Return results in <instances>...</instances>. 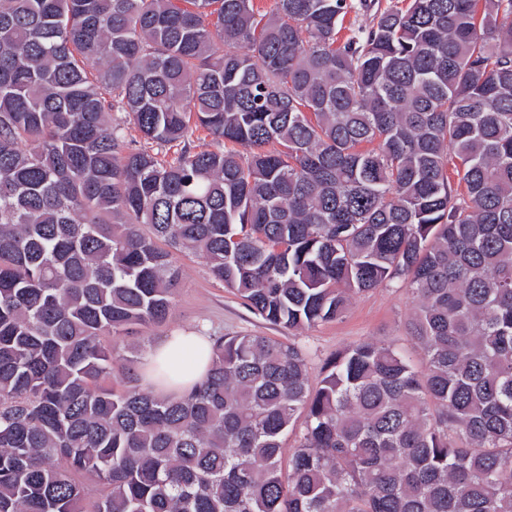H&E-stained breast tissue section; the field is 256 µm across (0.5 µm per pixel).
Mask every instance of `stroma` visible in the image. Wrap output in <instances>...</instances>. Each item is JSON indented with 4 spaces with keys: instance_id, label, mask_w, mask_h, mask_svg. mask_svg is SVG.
<instances>
[{
    "instance_id": "35a3bbf8",
    "label": "stroma",
    "mask_w": 512,
    "mask_h": 512,
    "mask_svg": "<svg viewBox=\"0 0 512 512\" xmlns=\"http://www.w3.org/2000/svg\"><path fill=\"white\" fill-rule=\"evenodd\" d=\"M181 270L180 286L171 316L135 335L142 353L178 328L199 330L206 336L252 331L302 347L311 376H318L324 360L347 345L374 341L390 344L412 360L420 352L410 333L414 302L405 288L380 287L357 295L346 316L302 331H289L266 323L215 280L206 261L195 255L175 254Z\"/></svg>"
}]
</instances>
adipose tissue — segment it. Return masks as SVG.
Instances as JSON below:
<instances>
[{"instance_id": "adipose-tissue-1", "label": "adipose tissue", "mask_w": 512, "mask_h": 512, "mask_svg": "<svg viewBox=\"0 0 512 512\" xmlns=\"http://www.w3.org/2000/svg\"><path fill=\"white\" fill-rule=\"evenodd\" d=\"M211 343L207 336L192 330H178L151 349L143 369L151 391L181 394L206 376Z\"/></svg>"}]
</instances>
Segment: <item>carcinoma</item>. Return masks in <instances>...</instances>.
<instances>
[{
    "label": "carcinoma",
    "instance_id": "1",
    "mask_svg": "<svg viewBox=\"0 0 512 512\" xmlns=\"http://www.w3.org/2000/svg\"><path fill=\"white\" fill-rule=\"evenodd\" d=\"M360 8L0 0V512H512V0ZM174 250L288 330L404 283L421 364L237 332L144 390Z\"/></svg>",
    "mask_w": 512,
    "mask_h": 512
}]
</instances>
